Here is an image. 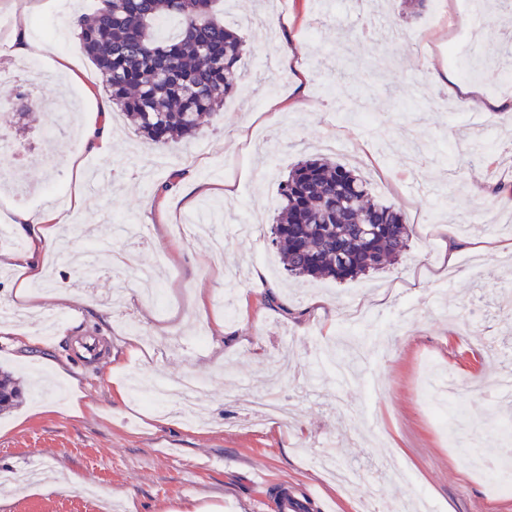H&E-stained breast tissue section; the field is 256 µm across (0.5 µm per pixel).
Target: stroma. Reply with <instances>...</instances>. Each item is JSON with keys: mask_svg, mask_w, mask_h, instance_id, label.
I'll use <instances>...</instances> for the list:
<instances>
[{"mask_svg": "<svg viewBox=\"0 0 512 512\" xmlns=\"http://www.w3.org/2000/svg\"><path fill=\"white\" fill-rule=\"evenodd\" d=\"M13 2L0 0V56L31 81L35 111L22 121L0 117V137L15 151L0 172V212L41 211L49 184L73 189L72 159L99 179L85 184V206L70 218L81 233L50 271L57 290L72 294L66 306L47 298L40 307L60 318L53 336L24 315L17 336L0 337V368L17 371L26 390L0 414V512H258L261 498L283 485L300 512H387L421 495L431 512H512V492H492L489 474L468 460L479 453L512 481V459L501 451L512 406L484 392L512 369L488 353L490 344L512 343V252L463 250L444 264L450 240L512 235V168L465 159L475 140L494 142L512 159V117L493 107L512 102V91L480 76L512 35V12L484 0L478 14L462 16L478 37L471 44L450 39L457 0H427L414 14L405 0H381L380 13L362 19L336 0H218L219 18L245 41L239 88L221 118L190 140L158 147L114 109V151L104 156L85 140L104 96L102 77L67 22L93 11L95 0H44L29 16L32 36L69 60L68 76L42 58L9 57ZM383 18L400 20L414 41L385 45ZM285 43L303 51L305 110L289 105L295 71L279 57ZM436 70L458 86H477L479 105L449 96L447 85L433 82ZM420 86L446 106L424 107ZM241 129L248 138L239 147ZM312 154L346 163L405 213L412 235L397 263L342 282L289 279L268 226L282 180ZM188 166L212 194L188 208L170 193L165 219H148L158 187ZM494 180L503 193L474 194L473 184ZM213 203L221 207L211 226L223 252L172 235V225ZM130 220L143 225V236L117 239L114 225ZM158 239L166 248H155ZM89 243L97 273L86 279ZM154 265L162 269L163 306L151 301V283L130 276ZM230 277L237 295L228 320L218 301ZM75 336L106 338L111 356L77 364L68 349ZM429 358L477 387L444 428L420 393ZM130 375L143 387L170 389L196 377L204 420L189 426L131 392L111 395V383ZM242 387L281 394L295 409L288 419L259 421L238 400ZM331 440L340 465L386 456L414 479L389 474L378 486L366 478L348 487L312 462L316 445ZM35 462L53 474L40 491L12 482Z\"/></svg>", "mask_w": 512, "mask_h": 512, "instance_id": "1", "label": "stroma"}]
</instances>
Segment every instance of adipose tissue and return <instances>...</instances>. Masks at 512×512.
Wrapping results in <instances>:
<instances>
[{
    "label": "adipose tissue",
    "instance_id": "adipose-tissue-1",
    "mask_svg": "<svg viewBox=\"0 0 512 512\" xmlns=\"http://www.w3.org/2000/svg\"><path fill=\"white\" fill-rule=\"evenodd\" d=\"M69 220L68 213L50 210L41 214L17 211L9 216L16 234L23 238L27 250L22 254H0V266L14 269L19 282L13 293V302L22 308H34L40 297L29 289L31 282L41 280L46 272L45 257L54 248L61 224Z\"/></svg>",
    "mask_w": 512,
    "mask_h": 512
}]
</instances>
